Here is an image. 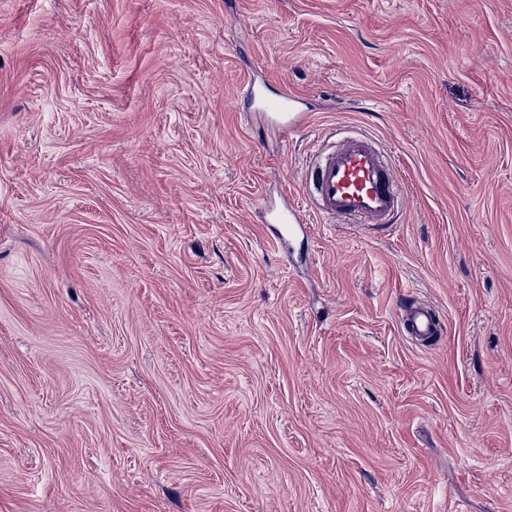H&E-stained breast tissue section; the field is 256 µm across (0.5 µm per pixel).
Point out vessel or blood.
I'll list each match as a JSON object with an SVG mask.
<instances>
[{
    "instance_id": "1",
    "label": "vessel or blood",
    "mask_w": 512,
    "mask_h": 512,
    "mask_svg": "<svg viewBox=\"0 0 512 512\" xmlns=\"http://www.w3.org/2000/svg\"><path fill=\"white\" fill-rule=\"evenodd\" d=\"M294 101V96L286 93L266 100L265 109L279 129L301 123V116L291 112ZM311 171L304 187L311 210L295 202L283 204L273 212L274 223L288 227L303 224L311 211L327 221H344L361 231L379 232L389 229L401 211L397 166L368 135L344 136L319 149L312 156ZM404 326L413 336H432L438 331L433 311L420 305L406 308Z\"/></svg>"
}]
</instances>
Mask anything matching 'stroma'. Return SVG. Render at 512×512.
Masks as SVG:
<instances>
[{
	"instance_id": "stroma-1",
	"label": "stroma",
	"mask_w": 512,
	"mask_h": 512,
	"mask_svg": "<svg viewBox=\"0 0 512 512\" xmlns=\"http://www.w3.org/2000/svg\"><path fill=\"white\" fill-rule=\"evenodd\" d=\"M0 512H512V0H0ZM295 101V96L286 93L279 94L265 101L266 111L275 116L273 119L274 124L283 131H288V127L299 125L303 120L298 114H291L294 112H289ZM304 197L327 221L360 231H385L399 215L400 174L377 141L366 134L341 137L315 152ZM274 224H283L290 231L293 224H307L306 210L299 203L284 201L283 205L273 212ZM404 326L411 336H434L438 332L433 311L420 305L406 307Z\"/></svg>"
}]
</instances>
